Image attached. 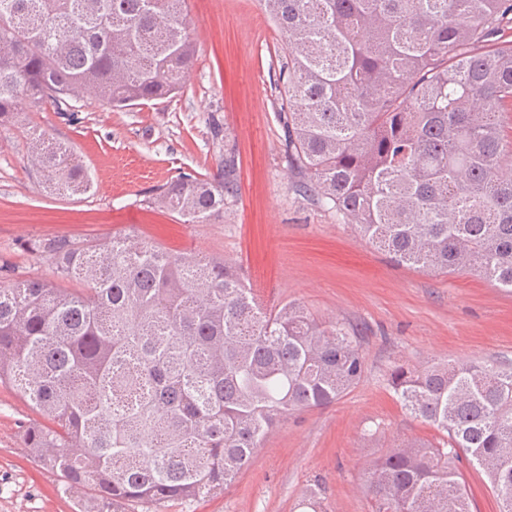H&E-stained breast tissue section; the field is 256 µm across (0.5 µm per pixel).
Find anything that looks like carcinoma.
Returning a JSON list of instances; mask_svg holds the SVG:
<instances>
[{"instance_id":"obj_1","label":"carcinoma","mask_w":512,"mask_h":512,"mask_svg":"<svg viewBox=\"0 0 512 512\" xmlns=\"http://www.w3.org/2000/svg\"><path fill=\"white\" fill-rule=\"evenodd\" d=\"M262 2L282 36L274 88L295 193L398 264L512 292V0ZM197 58L186 0H0V126L25 130L47 193L88 194L90 170L22 123L21 105L170 99ZM238 195L226 148L216 177L181 173L156 201L208 224ZM29 251L51 277L0 286V383L43 418L27 431L33 458L106 512L210 500L281 419L364 376L356 326L295 301L264 308L222 257L133 231ZM390 385L443 438L370 464L372 512H473L464 461L512 512V366L397 365ZM298 508L327 512L317 489Z\"/></svg>"}]
</instances>
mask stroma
Masks as SVG:
<instances>
[{
    "label": "stroma",
    "instance_id": "35a3bbf8",
    "mask_svg": "<svg viewBox=\"0 0 512 512\" xmlns=\"http://www.w3.org/2000/svg\"><path fill=\"white\" fill-rule=\"evenodd\" d=\"M198 60L175 98L117 111L85 97L68 117L51 106L24 121L71 146L94 180L85 196L47 195L25 138L0 127V280L49 276L32 239L103 240L136 228L159 246L223 257L266 305L293 300L326 321L366 327L362 381L336 403L288 416L248 468L204 505L160 512H300L320 487L328 512H369L363 472L386 448L437 441L401 410L389 386L400 364L451 359L512 363V292L469 272L423 273L373 248L355 226L311 209L291 189L271 96L282 39L261 0H187ZM232 148L239 198L208 224H185L146 198L183 172L215 176ZM41 417L0 384V512H97L31 456L23 433Z\"/></svg>",
    "mask_w": 512,
    "mask_h": 512
}]
</instances>
